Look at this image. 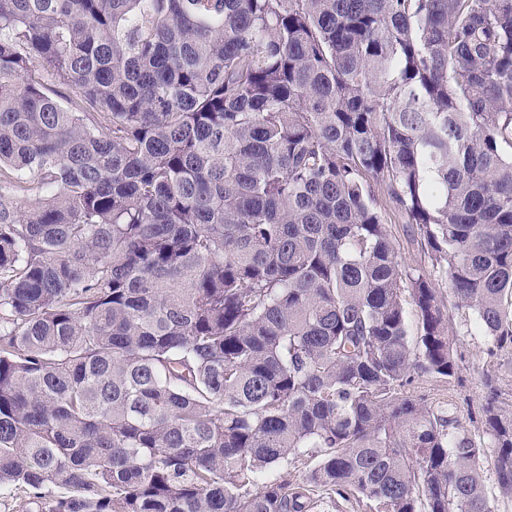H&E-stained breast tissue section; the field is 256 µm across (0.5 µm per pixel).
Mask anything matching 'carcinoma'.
<instances>
[{
    "label": "carcinoma",
    "mask_w": 512,
    "mask_h": 512,
    "mask_svg": "<svg viewBox=\"0 0 512 512\" xmlns=\"http://www.w3.org/2000/svg\"><path fill=\"white\" fill-rule=\"evenodd\" d=\"M460 311L474 436L412 389L459 377ZM509 347L512 0H0V486L27 512H499ZM386 223L395 243L400 247L402 260L409 267H417L420 265L421 256L416 245L411 244L406 236V224L402 217L393 211L387 210L385 215ZM454 318L456 326L466 327L467 324L469 332L466 336H460L458 353L462 354L461 381L451 391V411L463 426L474 432L480 427L479 408L488 391L480 379L481 371L486 367L482 353L485 337L474 327L472 316L458 314ZM498 363L500 369L498 370V382L496 387L498 389L499 400L506 405L512 404V353L511 350H505L499 356Z\"/></svg>",
    "instance_id": "obj_1"
}]
</instances>
